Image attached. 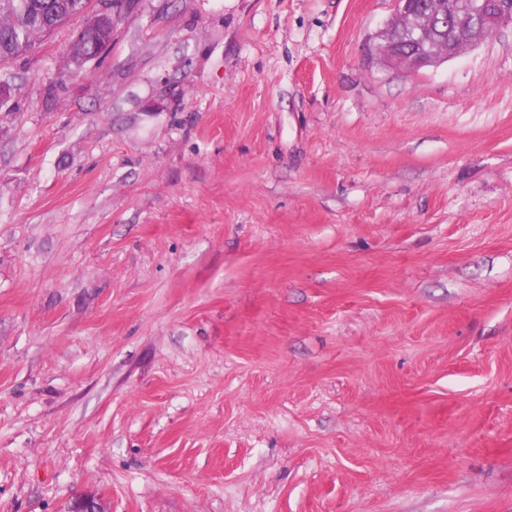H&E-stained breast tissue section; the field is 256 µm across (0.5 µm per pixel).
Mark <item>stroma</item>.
I'll use <instances>...</instances> for the list:
<instances>
[{"label":"stroma","instance_id":"1","mask_svg":"<svg viewBox=\"0 0 512 512\" xmlns=\"http://www.w3.org/2000/svg\"><path fill=\"white\" fill-rule=\"evenodd\" d=\"M97 8L0 63V512H512V25ZM100 2V10L96 15L95 19L91 23L92 26L101 22L105 17L112 14V17L115 13V0H99ZM114 27V26H113ZM112 21L101 23L96 25L93 28L84 27L80 31L83 30L82 36L78 42L79 45L86 51L89 52L93 47L107 44L111 41L112 37ZM79 31V32H80ZM78 32V33H79ZM109 45L103 46L97 54L93 57L88 55L85 51L79 49V46H72L71 55L74 63L77 66H81L83 62L90 58H99L105 54ZM409 0H395V14L392 21L385 27L378 31L370 40L384 39V42L391 41V36L395 29V23L398 22L409 35L410 39L419 42L420 40L428 38V32L432 31L434 20L431 19L427 27L423 24L420 18H417L412 13ZM434 1L416 0V4L427 5L430 2L428 7L434 6L437 8L440 21L443 22L448 17V26L443 29V32L466 33L470 35V39L465 40L448 36V44L445 40L433 43L437 51H442L441 55L436 54L431 46L426 49L420 48L412 55L404 54L399 47L379 55H370L366 49V57L369 63L376 62L384 68L395 70H414L435 66L481 45L483 42L478 39V35L483 28L494 27L499 29L502 26L512 24V0H494V2H489L487 8L484 7L487 2L476 5L474 2L462 0L451 15H448L452 7L450 3L460 0ZM466 34H463L462 37L465 38ZM67 512H109L107 503L98 494L81 493L70 502Z\"/></svg>","mask_w":512,"mask_h":512}]
</instances>
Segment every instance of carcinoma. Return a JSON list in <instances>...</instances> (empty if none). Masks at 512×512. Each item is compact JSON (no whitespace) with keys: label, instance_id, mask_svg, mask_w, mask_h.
<instances>
[{"label":"carcinoma","instance_id":"obj_1","mask_svg":"<svg viewBox=\"0 0 512 512\" xmlns=\"http://www.w3.org/2000/svg\"><path fill=\"white\" fill-rule=\"evenodd\" d=\"M85 0H0V61L28 52L40 34L53 31L80 14ZM112 37V22L84 27L79 45L85 50L107 44Z\"/></svg>","mask_w":512,"mask_h":512}]
</instances>
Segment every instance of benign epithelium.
<instances>
[{"label":"benign epithelium","mask_w":512,"mask_h":512,"mask_svg":"<svg viewBox=\"0 0 512 512\" xmlns=\"http://www.w3.org/2000/svg\"><path fill=\"white\" fill-rule=\"evenodd\" d=\"M397 23L415 42L428 38V32L432 31V26L424 25L421 19L414 16L408 0H395V14L392 22L372 36V39L391 41ZM508 24H512V0H493L487 8L476 5L471 0H462L448 16V26L444 31L455 34L466 33L470 35L469 39L454 36L448 38V48L439 55L430 47L420 48L411 55L404 54L400 48L396 47L379 55L369 54L367 60L395 70H414L435 66L481 45L482 41L478 39V35L483 28L499 29ZM68 512H109V510L107 503L100 495L86 492L72 499Z\"/></svg>","instance_id":"7a95c632"}]
</instances>
